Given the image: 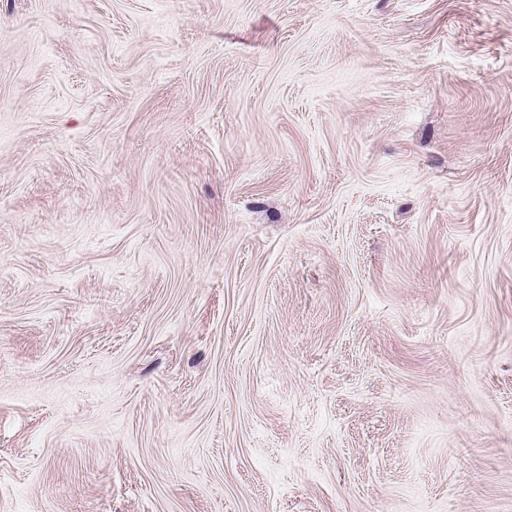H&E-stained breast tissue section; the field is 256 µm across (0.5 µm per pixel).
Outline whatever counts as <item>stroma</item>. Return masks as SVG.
I'll use <instances>...</instances> for the list:
<instances>
[{
    "label": "stroma",
    "instance_id": "35a3bbf8",
    "mask_svg": "<svg viewBox=\"0 0 512 512\" xmlns=\"http://www.w3.org/2000/svg\"><path fill=\"white\" fill-rule=\"evenodd\" d=\"M0 512H512V0H0Z\"/></svg>",
    "mask_w": 512,
    "mask_h": 512
}]
</instances>
